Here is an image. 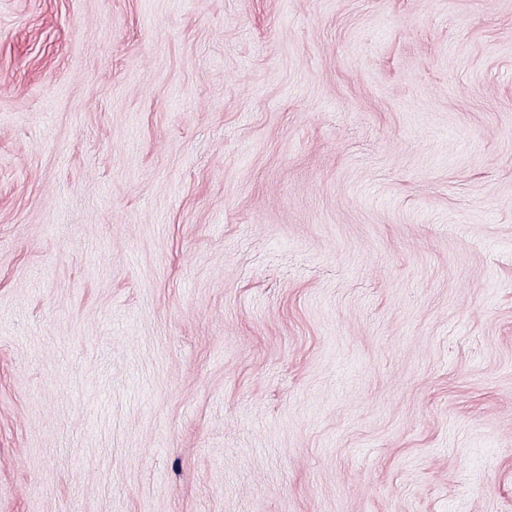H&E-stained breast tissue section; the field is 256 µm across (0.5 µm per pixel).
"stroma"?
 Returning a JSON list of instances; mask_svg holds the SVG:
<instances>
[{
  "label": "stroma",
  "mask_w": 512,
  "mask_h": 512,
  "mask_svg": "<svg viewBox=\"0 0 512 512\" xmlns=\"http://www.w3.org/2000/svg\"><path fill=\"white\" fill-rule=\"evenodd\" d=\"M0 512H512V0H0Z\"/></svg>",
  "instance_id": "stroma-1"
}]
</instances>
